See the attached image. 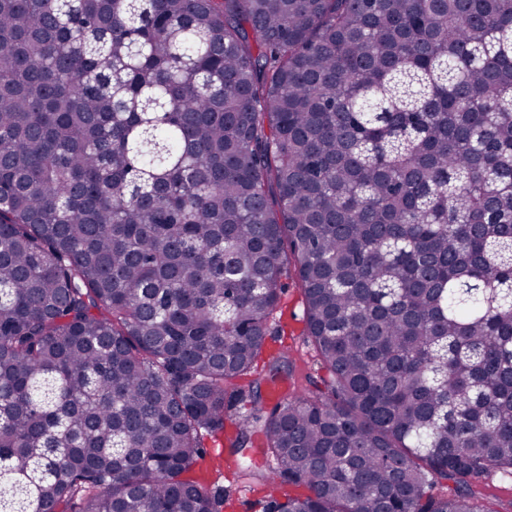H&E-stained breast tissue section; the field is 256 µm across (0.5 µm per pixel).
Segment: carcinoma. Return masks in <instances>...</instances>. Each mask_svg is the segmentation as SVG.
<instances>
[{"label": "carcinoma", "instance_id": "carcinoma-1", "mask_svg": "<svg viewBox=\"0 0 512 512\" xmlns=\"http://www.w3.org/2000/svg\"><path fill=\"white\" fill-rule=\"evenodd\" d=\"M247 402L262 512L512 470V0H0V512H218ZM282 310L274 314L272 327L282 325L285 331L283 336H269L266 351L257 362L256 373L263 374L264 365L270 355L276 354L281 349H288L292 356L295 368L288 384L295 386L297 390L306 385V375L314 372L317 368L314 350L305 336L303 305L300 291L294 279L288 280V288L282 296ZM204 443L207 453L206 458L189 473V476L206 482L207 484L215 483L216 486H224V490L230 491L234 500V506L232 509H224V507H222L221 512H262L260 506L256 505L257 501L241 502L238 500L240 497L238 493L239 487L249 486L247 482L239 477L240 474L233 476L231 473L224 471L222 475H219L213 468L212 460L215 462L218 460L219 455H224V433L217 432L209 434L205 436Z\"/></svg>", "mask_w": 512, "mask_h": 512}]
</instances>
